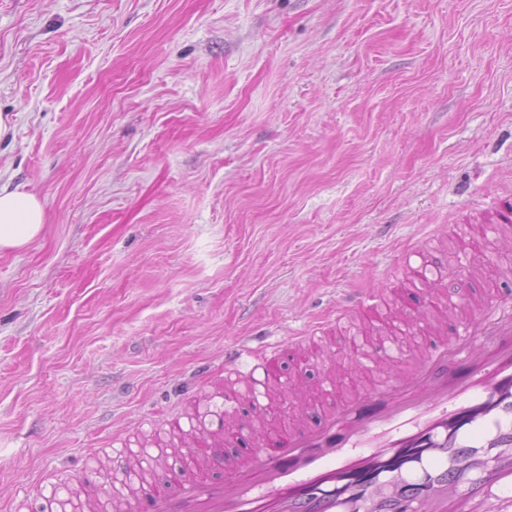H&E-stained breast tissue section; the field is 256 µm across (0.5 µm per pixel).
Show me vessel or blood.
<instances>
[{
  "instance_id": "b4317fda",
  "label": "vessel or blood",
  "mask_w": 512,
  "mask_h": 512,
  "mask_svg": "<svg viewBox=\"0 0 512 512\" xmlns=\"http://www.w3.org/2000/svg\"><path fill=\"white\" fill-rule=\"evenodd\" d=\"M494 240L512 237V201L491 220ZM412 281L428 283L426 255L402 253ZM380 295L343 296L337 320L377 310ZM447 307L451 333L423 339L411 370L353 391L317 421L254 438L225 457L220 476L167 470L121 502L122 512H500L512 505V292L472 304L432 296ZM292 336L262 351L245 373L261 390L250 408L225 391L224 413L259 419L263 391L284 373ZM232 436L198 429L189 446L198 458Z\"/></svg>"
}]
</instances>
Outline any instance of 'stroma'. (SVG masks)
Returning <instances> with one entry per match:
<instances>
[{"label": "stroma", "instance_id": "obj_1", "mask_svg": "<svg viewBox=\"0 0 512 512\" xmlns=\"http://www.w3.org/2000/svg\"><path fill=\"white\" fill-rule=\"evenodd\" d=\"M0 183L43 205L0 251V512L111 438L165 433L226 354L324 327L336 301L405 308L402 247L427 232L447 294L472 213L512 198V0H0ZM285 393L268 422L315 420ZM382 305V297L372 291L344 295L336 308V322L349 319L362 310H377Z\"/></svg>", "mask_w": 512, "mask_h": 512}]
</instances>
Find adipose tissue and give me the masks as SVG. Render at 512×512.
Instances as JSON below:
<instances>
[{"instance_id": "adipose-tissue-1", "label": "adipose tissue", "mask_w": 512, "mask_h": 512, "mask_svg": "<svg viewBox=\"0 0 512 512\" xmlns=\"http://www.w3.org/2000/svg\"><path fill=\"white\" fill-rule=\"evenodd\" d=\"M45 214L32 194L0 186V248H20L40 235Z\"/></svg>"}]
</instances>
